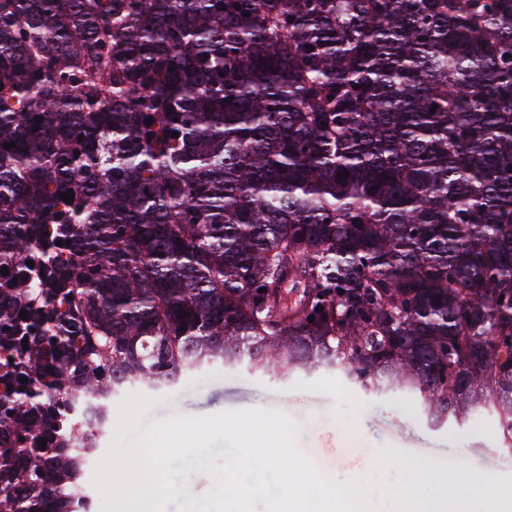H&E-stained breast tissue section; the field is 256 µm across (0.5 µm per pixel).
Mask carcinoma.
<instances>
[{
    "instance_id": "1",
    "label": "carcinoma",
    "mask_w": 512,
    "mask_h": 512,
    "mask_svg": "<svg viewBox=\"0 0 512 512\" xmlns=\"http://www.w3.org/2000/svg\"><path fill=\"white\" fill-rule=\"evenodd\" d=\"M0 83V512L214 364L512 447V0H0Z\"/></svg>"
}]
</instances>
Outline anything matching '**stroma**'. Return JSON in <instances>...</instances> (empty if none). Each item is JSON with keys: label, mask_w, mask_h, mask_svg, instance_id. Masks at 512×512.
Here are the masks:
<instances>
[{"label": "stroma", "mask_w": 512, "mask_h": 512, "mask_svg": "<svg viewBox=\"0 0 512 512\" xmlns=\"http://www.w3.org/2000/svg\"><path fill=\"white\" fill-rule=\"evenodd\" d=\"M152 405L124 443L138 439L158 421L203 417L231 410L279 411L299 426L297 446L325 476L341 483L373 472L379 449H397L401 464L390 465L385 481L404 483L408 470L450 473L467 467L471 480L454 487L455 502L468 512H489L512 499V448L500 441L498 420L484 413L464 423L435 425L418 404L400 391L368 395L341 375L318 371L283 377L277 370L211 366L185 375L172 387L149 393ZM181 498L164 512H178L184 501H202L214 487L212 476L195 461H174Z\"/></svg>", "instance_id": "35a3bbf8"}]
</instances>
